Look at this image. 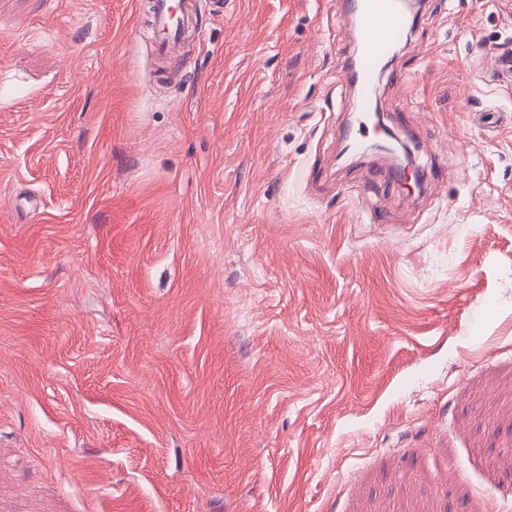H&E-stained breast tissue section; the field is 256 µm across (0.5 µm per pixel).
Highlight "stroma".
<instances>
[{
    "label": "stroma",
    "instance_id": "35a3bbf8",
    "mask_svg": "<svg viewBox=\"0 0 512 512\" xmlns=\"http://www.w3.org/2000/svg\"><path fill=\"white\" fill-rule=\"evenodd\" d=\"M334 0H0V512H512V0L379 76L423 176L333 164ZM147 8L148 40L154 57L183 68L186 59L180 46L185 32L195 27L200 1L149 0ZM487 71L491 81L497 85L509 87L512 85V54L510 51L491 55Z\"/></svg>",
    "mask_w": 512,
    "mask_h": 512
}]
</instances>
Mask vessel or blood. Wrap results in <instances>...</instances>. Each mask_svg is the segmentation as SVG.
<instances>
[{
    "instance_id": "1",
    "label": "vessel or blood",
    "mask_w": 512,
    "mask_h": 512,
    "mask_svg": "<svg viewBox=\"0 0 512 512\" xmlns=\"http://www.w3.org/2000/svg\"><path fill=\"white\" fill-rule=\"evenodd\" d=\"M200 0H148L147 29L153 55L184 67L186 59L180 51L187 30L196 24ZM336 12L354 18L355 61H342L337 79L355 83L358 96L351 104L354 115L349 144L361 150L369 134L372 91L378 80V66L391 51L408 20L400 0H336ZM487 70L500 86L512 85V53L492 54Z\"/></svg>"
}]
</instances>
